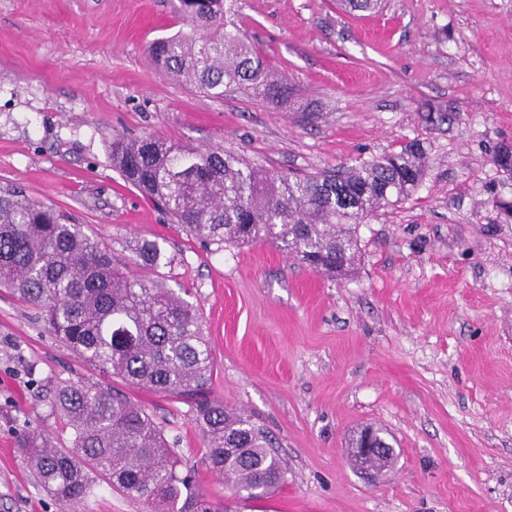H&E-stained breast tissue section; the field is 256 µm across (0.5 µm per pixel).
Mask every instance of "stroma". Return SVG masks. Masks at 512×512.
Instances as JSON below:
<instances>
[{"label":"stroma","instance_id":"1","mask_svg":"<svg viewBox=\"0 0 512 512\" xmlns=\"http://www.w3.org/2000/svg\"><path fill=\"white\" fill-rule=\"evenodd\" d=\"M178 0H0V182L82 224L119 258L136 240L197 311L212 399L272 440L287 481L234 497L209 468L191 402L104 380L0 292V512H62L18 448L21 428L71 445L46 396L110 383L151 414L212 512H512V0H224L228 29L288 87L220 99L157 69L155 39L188 27ZM447 114L432 122L427 109ZM218 146L291 176L358 167L420 144L422 184L365 218L348 276L267 242L225 246L171 223L113 168L112 138ZM395 451L361 472L366 427Z\"/></svg>","mask_w":512,"mask_h":512}]
</instances>
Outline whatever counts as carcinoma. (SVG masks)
I'll return each instance as SVG.
<instances>
[{"label": "carcinoma", "instance_id": "obj_1", "mask_svg": "<svg viewBox=\"0 0 512 512\" xmlns=\"http://www.w3.org/2000/svg\"><path fill=\"white\" fill-rule=\"evenodd\" d=\"M178 12L192 32L150 43L161 70L213 98H224L231 85L267 100L284 97L262 57L225 29L224 0H179ZM110 157L126 181L194 236L221 245L269 242L330 277L350 272L364 218L408 197L427 174L417 146L294 179L220 147L200 150L152 135L113 138ZM132 253L150 269L161 260L158 243L148 239ZM127 265L53 206L0 184V287L103 374L193 402L209 465L235 495L259 498L285 483L287 470L265 432L203 397L215 364L197 314L159 281L128 276ZM49 405L72 430L71 447L31 430L19 448L38 484L63 506L84 512L102 479L151 512H187L188 475L142 408L104 385L70 381L52 386Z\"/></svg>", "mask_w": 512, "mask_h": 512}]
</instances>
